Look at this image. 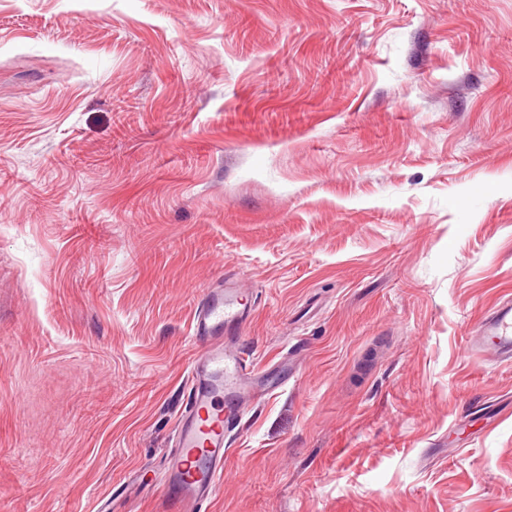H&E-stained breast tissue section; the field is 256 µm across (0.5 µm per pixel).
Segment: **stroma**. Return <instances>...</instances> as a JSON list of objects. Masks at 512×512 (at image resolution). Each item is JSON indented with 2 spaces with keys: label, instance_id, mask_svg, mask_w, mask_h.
Here are the masks:
<instances>
[{
  "label": "stroma",
  "instance_id": "1",
  "mask_svg": "<svg viewBox=\"0 0 512 512\" xmlns=\"http://www.w3.org/2000/svg\"><path fill=\"white\" fill-rule=\"evenodd\" d=\"M225 287L209 512H512V0H0V512H165ZM250 313L239 293L212 288L197 308L193 338L201 354L189 371L191 402L178 421L167 479L160 487L167 512H204L224 476V425L252 391L250 372L224 335L238 333ZM224 401V404H223ZM204 510V511H202ZM470 349L476 356L491 355L512 363V304L505 301L477 323L470 336Z\"/></svg>",
  "mask_w": 512,
  "mask_h": 512
}]
</instances>
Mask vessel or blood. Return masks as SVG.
Returning <instances> with one entry per match:
<instances>
[{
	"label": "vessel or blood",
	"instance_id": "b4317fda",
	"mask_svg": "<svg viewBox=\"0 0 512 512\" xmlns=\"http://www.w3.org/2000/svg\"><path fill=\"white\" fill-rule=\"evenodd\" d=\"M250 313L239 293L205 292L197 308L193 338L200 355L189 371L191 402L178 421L167 479L160 488L166 512H206L224 476V426L238 413V400L252 390L250 372L237 349L227 344ZM474 355L512 363V303L490 311L472 331Z\"/></svg>",
	"mask_w": 512,
	"mask_h": 512
}]
</instances>
